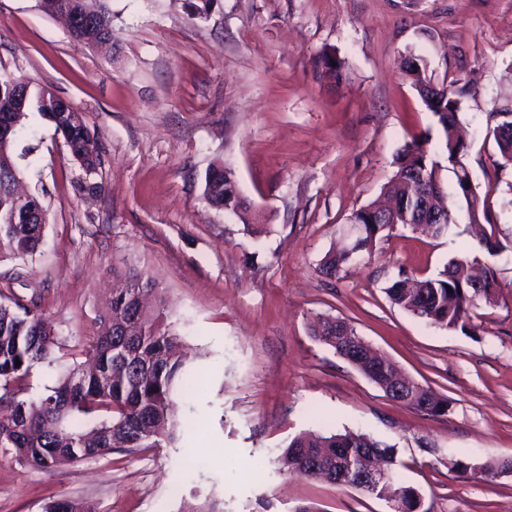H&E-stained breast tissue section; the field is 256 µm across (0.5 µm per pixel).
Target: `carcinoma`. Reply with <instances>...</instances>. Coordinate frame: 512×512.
Instances as JSON below:
<instances>
[{"label":"carcinoma","mask_w":512,"mask_h":512,"mask_svg":"<svg viewBox=\"0 0 512 512\" xmlns=\"http://www.w3.org/2000/svg\"><path fill=\"white\" fill-rule=\"evenodd\" d=\"M97 30L77 35L72 40L95 48L105 47L112 37V16L103 5L94 7ZM406 79L423 105L437 119L448 163H461L465 144L456 136L460 123L465 87L451 88L427 74L423 59L403 64ZM52 93L30 83L27 111L45 121L56 117L67 121L70 114L52 113ZM503 120L494 129L504 170L512 168V138L498 131L512 128V112L503 109ZM23 123H18L11 140L0 146V259H25L34 256L42 243L45 225L29 224L24 219L26 204L20 201L15 186L21 179L15 143ZM72 160L85 172L101 164L99 144L85 120L74 127V141L68 145ZM396 171L383 191L393 207L382 210L373 204L356 209L349 224L362 229L359 245L370 254L385 231L397 225L409 227L417 222L421 200L417 187L440 186V164L417 140L405 143L396 155ZM458 196L465 199L474 223L475 251L495 252L499 241L495 224L487 212L479 211L478 197L465 167L456 168ZM203 196L209 206L223 204L253 233H260L255 217L240 195L233 172L217 161L204 177ZM431 214L428 231L436 237L450 228L448 196L438 191L427 203ZM352 260L345 248L328 252L320 271L334 278ZM478 256L453 259L434 277L418 278L401 273L386 288L390 301L399 308L441 329L469 328L470 312L496 302L500 288L497 271L481 269L482 285L473 287ZM110 274L124 282L112 295L86 344L62 361L55 355L56 334L38 304L28 307L16 300L0 302V458L37 469H52L97 458L91 449L154 448L175 440L179 425L177 386L183 393L193 388V379L184 376L186 359L179 336L167 323V303L163 289L147 272L137 267L112 268ZM309 334L330 347L379 388L389 376L373 373L353 360L347 348L357 338L354 326L344 318L317 317L309 324ZM21 365H16V362ZM38 365H55L60 375L46 393L32 398L26 380ZM369 452L382 461L389 472L397 465L394 447L367 434L301 433L287 445L278 459L280 470L290 475L318 478V473L334 471L347 452ZM453 468L463 474L493 480L512 473V457L483 463L457 460ZM384 499L399 494L421 507L415 488L391 480L372 490ZM45 512H96L90 503L58 500L48 503Z\"/></svg>","instance_id":"cac0c4a2"}]
</instances>
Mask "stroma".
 Returning <instances> with one entry per match:
<instances>
[{
	"instance_id": "obj_1",
	"label": "stroma",
	"mask_w": 512,
	"mask_h": 512,
	"mask_svg": "<svg viewBox=\"0 0 512 512\" xmlns=\"http://www.w3.org/2000/svg\"><path fill=\"white\" fill-rule=\"evenodd\" d=\"M113 52L77 44L36 0H0V77L23 75L83 112L101 144L86 173L54 129L30 114L16 143L23 180L48 210L38 253L0 262V300L45 309L61 353L82 348L106 297L107 268L133 265L161 283L196 382L189 422L160 448L117 449L53 470L0 460V512L54 500L97 512H390L355 488L280 472L306 430L358 431L394 445L396 477L421 512H507L512 475L491 482L458 459L512 457V173L492 130L512 103V0H105ZM341 64L328 77L323 55ZM471 88L462 161L497 224V303L474 329L446 330L393 305L406 271L431 276L471 255L466 202L438 125L400 62ZM425 142L440 161L452 228L433 238L395 227L339 277L320 263L351 213L378 198L399 149ZM223 161L261 214L262 233L203 198ZM349 320L374 350L448 401L430 415L387 397L308 331Z\"/></svg>"
}]
</instances>
